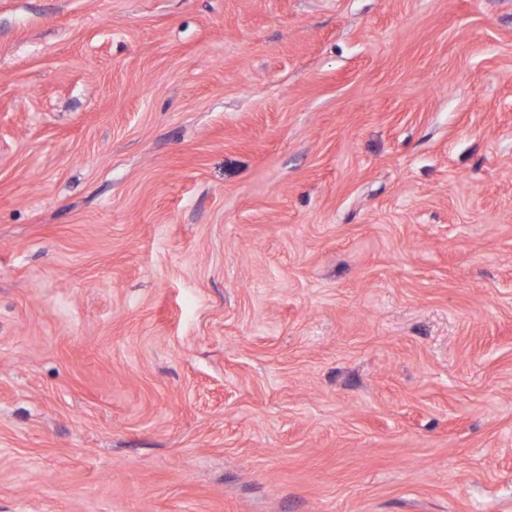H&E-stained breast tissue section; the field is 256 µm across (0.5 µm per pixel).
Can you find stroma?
I'll list each match as a JSON object with an SVG mask.
<instances>
[{
	"label": "stroma",
	"instance_id": "1",
	"mask_svg": "<svg viewBox=\"0 0 512 512\" xmlns=\"http://www.w3.org/2000/svg\"><path fill=\"white\" fill-rule=\"evenodd\" d=\"M0 512H512V0H0Z\"/></svg>",
	"mask_w": 512,
	"mask_h": 512
}]
</instances>
